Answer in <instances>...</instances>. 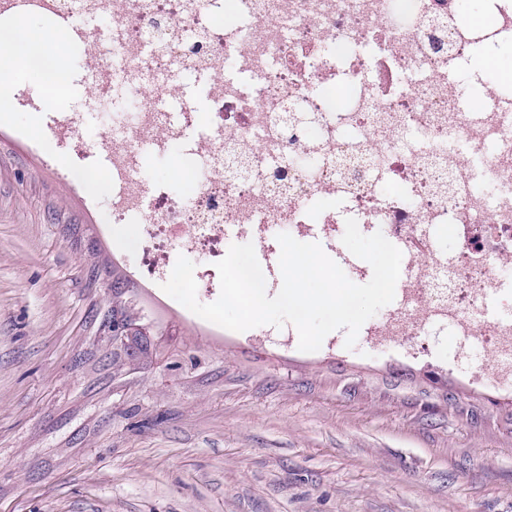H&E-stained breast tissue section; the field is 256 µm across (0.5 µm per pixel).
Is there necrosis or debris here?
Returning a JSON list of instances; mask_svg holds the SVG:
<instances>
[{
  "instance_id": "obj_1",
  "label": "necrosis or debris",
  "mask_w": 512,
  "mask_h": 512,
  "mask_svg": "<svg viewBox=\"0 0 512 512\" xmlns=\"http://www.w3.org/2000/svg\"><path fill=\"white\" fill-rule=\"evenodd\" d=\"M476 25L461 0H0V13L92 18L98 56L88 101L116 81L136 86L129 122L100 146L80 136L79 113L51 129L50 152L111 158L112 219L141 224L151 280L172 271V249L195 255L198 287L220 285L229 226L266 244L276 227L332 239L354 218L402 247L400 299L364 329L365 345L406 350L444 326L485 348L474 380L512 383V93L493 80L495 51L512 43V0H486ZM484 74L471 72L475 57ZM176 72L210 83L211 132L189 152L184 197L143 178V149L167 152L198 119L172 121L159 101ZM313 147L316 162L297 160ZM455 248L441 252L437 231Z\"/></svg>"
}]
</instances>
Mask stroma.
<instances>
[{
    "label": "stroma",
    "mask_w": 512,
    "mask_h": 512,
    "mask_svg": "<svg viewBox=\"0 0 512 512\" xmlns=\"http://www.w3.org/2000/svg\"><path fill=\"white\" fill-rule=\"evenodd\" d=\"M87 55L70 34L57 99L0 77V512H512V386L472 381L481 347L445 330L413 355L349 350L340 329L306 353L144 287L110 191L39 148L58 112L82 113L95 142L126 111L84 110ZM143 174L176 195L192 179L150 151ZM119 254L157 355L117 374L100 276Z\"/></svg>",
    "instance_id": "1"
}]
</instances>
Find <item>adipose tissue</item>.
<instances>
[{
  "label": "adipose tissue",
  "mask_w": 512,
  "mask_h": 512,
  "mask_svg": "<svg viewBox=\"0 0 512 512\" xmlns=\"http://www.w3.org/2000/svg\"><path fill=\"white\" fill-rule=\"evenodd\" d=\"M65 41V35L57 30L1 26L0 69H22L36 78L44 94L60 96L71 85V74L62 58Z\"/></svg>",
  "instance_id": "ef3b65f1"
}]
</instances>
